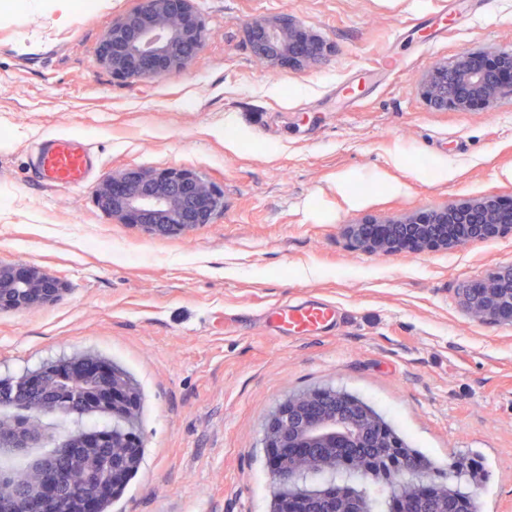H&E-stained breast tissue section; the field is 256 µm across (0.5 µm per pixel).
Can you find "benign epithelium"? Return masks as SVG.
I'll return each mask as SVG.
<instances>
[{"mask_svg": "<svg viewBox=\"0 0 512 512\" xmlns=\"http://www.w3.org/2000/svg\"><path fill=\"white\" fill-rule=\"evenodd\" d=\"M207 33L194 14L191 0H141V5L112 23L101 37L99 58L112 75L124 81L159 78L185 70L203 48ZM255 57L270 67L281 63L304 66L323 50L319 43L300 49L286 13L273 20L256 19L248 29ZM480 53H464L452 63H438L421 82L423 97L438 110H465L486 105L512 90V53L496 55L500 66L490 70L479 64ZM98 205L112 216L154 235L188 234L224 212V195L197 174L183 169L155 172L130 169L103 179L95 189ZM365 219L348 226L350 245L368 252L412 253L477 244L494 235L512 233V205L493 198L467 200L431 207L425 212L383 222L385 232L372 235ZM63 292L60 281L31 266L20 274L15 265L0 261V312L49 305ZM458 305L469 317L492 326L512 325V265L463 283ZM62 393L83 394L85 401L112 404V416L133 424L137 393L121 372L82 354L30 373L25 394L34 413L24 432L0 416V449L28 448L41 435L39 416L65 414L70 401ZM100 436L76 430L58 447L68 468L94 480L96 448ZM136 441L129 429L112 428V485L119 484L138 465L139 455L128 451ZM398 438L387 432L358 400L334 391L316 390L288 399L272 415L266 448L281 450L272 474L298 484L309 466L336 470V453L356 448H399ZM66 497L60 478L34 467L24 473L0 475V512H59ZM280 512H356L348 503L306 493L281 498Z\"/></svg>", "mask_w": 512, "mask_h": 512, "instance_id": "7a95c632", "label": "benign epithelium"}]
</instances>
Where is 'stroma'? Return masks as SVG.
<instances>
[{"instance_id":"35a3bbf8","label":"stroma","mask_w":512,"mask_h":512,"mask_svg":"<svg viewBox=\"0 0 512 512\" xmlns=\"http://www.w3.org/2000/svg\"><path fill=\"white\" fill-rule=\"evenodd\" d=\"M138 0H43L0 10V260L66 284L51 305L0 313V379L91 353L138 390L135 475L108 512H270L267 424L289 398L333 388L372 406L447 468L479 455L482 512H512V327L459 308L467 280L512 264V235L414 254L353 249L347 225L466 199L512 202V94L434 110L420 81L465 52H512V0H193L204 50L182 73L129 83L99 60L102 32ZM456 13L434 36L427 16ZM290 14L322 61L266 69L247 26ZM400 67L372 78L384 51ZM84 136L83 185L41 178L33 146ZM129 168L195 172L224 211L191 234L113 218L94 190ZM371 193H361V186ZM318 300V333L283 331L270 308ZM43 446L0 452L36 465L74 426L42 418Z\"/></svg>"}]
</instances>
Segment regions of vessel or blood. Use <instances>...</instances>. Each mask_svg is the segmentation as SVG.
<instances>
[{
  "label": "vessel or blood",
  "mask_w": 512,
  "mask_h": 512,
  "mask_svg": "<svg viewBox=\"0 0 512 512\" xmlns=\"http://www.w3.org/2000/svg\"><path fill=\"white\" fill-rule=\"evenodd\" d=\"M94 166L91 152L77 137L52 134L38 146V169L43 179L55 185L78 186ZM271 320L285 328L312 331L337 321L336 310L327 304L273 308Z\"/></svg>",
  "instance_id": "vessel-or-blood-1"
}]
</instances>
